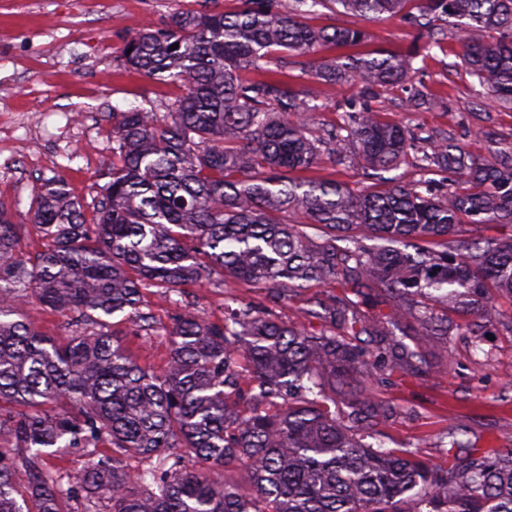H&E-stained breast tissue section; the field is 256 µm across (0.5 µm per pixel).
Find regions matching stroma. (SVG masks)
<instances>
[{
    "mask_svg": "<svg viewBox=\"0 0 512 512\" xmlns=\"http://www.w3.org/2000/svg\"><path fill=\"white\" fill-rule=\"evenodd\" d=\"M174 0H0V205L27 221L31 199L43 179L62 175L94 217L100 175L112 162V109L142 103L165 112L182 90L125 71L120 53L139 26H163ZM368 49L408 52L420 48V30L396 17L359 20ZM460 48L448 41L438 60L427 61L417 76L430 88H444L443 111L406 112L398 107L401 89L386 92L387 112L410 127L467 144L488 157L512 144V111L501 110L461 65ZM265 304L263 291L236 282L225 289L191 287L186 299L211 319H219L225 297ZM156 333L135 346L140 364L160 366L168 346L173 307L150 301ZM474 353L469 337L428 342L424 353L448 364L433 380L406 378L374 387L376 398L401 408L380 427L387 447L404 443L440 460L437 447L449 426L461 422L467 437L483 444L512 435V314Z\"/></svg>",
    "mask_w": 512,
    "mask_h": 512,
    "instance_id": "1",
    "label": "stroma"
}]
</instances>
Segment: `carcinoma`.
<instances>
[{"mask_svg": "<svg viewBox=\"0 0 512 512\" xmlns=\"http://www.w3.org/2000/svg\"><path fill=\"white\" fill-rule=\"evenodd\" d=\"M322 9L347 21H305ZM386 15L423 29L422 50L316 58L367 40L351 18ZM449 38L512 110V0L180 6L126 39L125 69L183 94L164 117L112 109L115 161L94 218L64 177L44 180L29 215L45 249L23 257L26 225L0 205V512H68L73 499L82 512H512V448L464 440L462 423L440 442L442 463L386 448L378 426L395 408L369 393L394 375L447 372L406 337L464 329L478 344L500 321L499 299L512 304V145L485 159L371 106ZM289 56L307 58L300 74L319 84L357 86L344 125L313 131L323 105L288 74ZM442 104L413 86L399 102L405 112ZM410 157L417 183L383 176ZM336 163L388 187L310 176ZM463 224L509 233L457 245ZM229 279L270 304L227 299L210 320L184 299L187 286ZM310 283L341 295L279 318L273 307ZM150 288L176 309L157 370L111 322L120 315L151 338ZM30 304L65 319L67 342L28 322ZM338 398L352 401L348 414ZM101 443L112 453L74 471L42 467ZM128 456L142 468L127 470Z\"/></svg>", "mask_w": 512, "mask_h": 512, "instance_id": "obj_1", "label": "carcinoma"}]
</instances>
